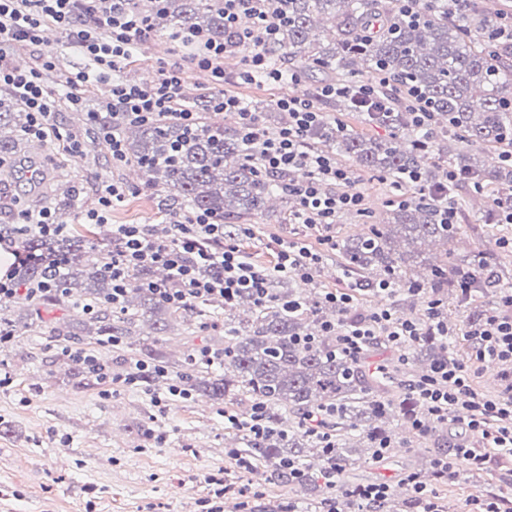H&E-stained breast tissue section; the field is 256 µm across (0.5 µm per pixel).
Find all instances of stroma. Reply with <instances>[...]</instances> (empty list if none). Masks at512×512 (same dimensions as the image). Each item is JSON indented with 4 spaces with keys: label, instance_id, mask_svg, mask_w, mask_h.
<instances>
[{
    "label": "stroma",
    "instance_id": "obj_1",
    "mask_svg": "<svg viewBox=\"0 0 512 512\" xmlns=\"http://www.w3.org/2000/svg\"><path fill=\"white\" fill-rule=\"evenodd\" d=\"M193 47L171 41L168 36L148 32L139 42L133 58L116 72L117 80L127 84H153L162 71L175 67L184 71V95L201 104L214 92L210 71L190 64ZM22 63L35 67L41 58L54 57L56 67L44 73L47 90L59 100L53 123L60 130L73 132L79 125L69 96L81 98L83 109L97 112L107 94L93 83L67 84L77 72L91 71L92 61L71 48L64 34L54 41L16 49ZM247 50L225 56V93L245 103L275 107L278 98H312L319 79L309 73L304 59L293 69L299 83L270 86L247 83L239 78L246 65ZM38 157L45 165L44 176L53 186L69 184L76 189L75 209L66 221L80 225L87 211L96 208L103 181L113 180L126 188L121 202L115 203L107 223L96 226L102 246L112 244L116 224H165L172 214L158 196L141 187L129 167H110L109 148L95 142L92 149L74 155L54 137H47ZM356 188L364 196L366 216L344 214L331 228L336 242L367 232L371 225L386 218L397 192L384 177L360 172ZM464 210L459 218L463 234L450 249L458 268H466L474 257L491 260L501 287L512 289V224L497 223L488 199L476 196L470 185L460 190ZM289 210L275 204L273 212L252 218V235L239 245L247 260L261 269L276 263V243L282 239L302 240L312 251L321 253L322 262L308 281L276 278L273 288L306 299H318L327 291L345 289L360 280L340 250L322 243L320 227L292 224ZM498 306L496 295L473 293L469 302H460L457 294L445 300V316L454 334L449 341L457 358L470 351L465 338L473 310L487 313ZM22 331L14 343L0 350V370L12 378L10 386L0 389V512H206L201 501L208 496L207 474L228 467L229 448L235 447L236 429L229 415H242L241 404L217 403L195 393L190 398H169L155 405L152 397L165 393V385H127L128 361L137 359L142 345L157 343L166 361L181 360L187 340L202 345L224 335V312L208 313L194 331L181 323H171L165 336L154 337L152 329L136 325L127 343L117 346L93 339L79 345L83 354L111 361L106 381L82 384L75 378L63 351L70 343L58 336V321L41 317L36 302L17 298L11 309ZM400 452L391 463L356 470L355 481L384 479L398 484L403 460L411 449L432 447L431 435H412L392 422ZM499 463L483 473H473L466 462L456 464L458 476L452 480L432 481L431 487L444 512H468L473 498L487 491L512 496V484L504 475L511 469ZM237 492L225 495L224 512H261L262 508L288 503L290 487L271 481L262 464L239 471Z\"/></svg>",
    "mask_w": 512,
    "mask_h": 512
}]
</instances>
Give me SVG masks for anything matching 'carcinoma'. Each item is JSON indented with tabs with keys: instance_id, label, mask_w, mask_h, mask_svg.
<instances>
[{
	"instance_id": "1",
	"label": "carcinoma",
	"mask_w": 512,
	"mask_h": 512,
	"mask_svg": "<svg viewBox=\"0 0 512 512\" xmlns=\"http://www.w3.org/2000/svg\"><path fill=\"white\" fill-rule=\"evenodd\" d=\"M282 19L279 42L269 51L273 66L296 56L327 76V83L348 86L357 72L375 77L373 85L393 104L386 112H368L350 97L329 101L338 109L363 113L367 123L389 131L384 138L367 139L325 116L311 134V142L332 154L346 156L358 169L397 177L409 170L425 182L438 180L448 169L466 172L480 183L476 192L494 198L512 188V167L503 158L512 150V41L496 38L508 19L473 3L456 14L450 0H424L415 13L404 16L401 0H277ZM134 10L145 17L153 31H173L191 26L207 38L224 41V0H148ZM433 113L432 129L416 127L412 111ZM28 112L18 111L9 91L0 96V157L12 159L20 141L27 139ZM116 133L124 144L125 163L146 174L143 187L164 193V200L189 211L207 212L216 220H238L261 215L274 195L293 202L283 186L290 174L269 176L261 168L264 140L245 137L242 126L226 131L200 115L187 125L174 119L152 123H121ZM467 143L482 142L495 148L497 169L488 171L462 153L448 155L442 143L448 137ZM459 186L448 187V200L416 191L393 206L389 219L366 233L344 241L341 250L350 266L371 274L373 281L391 278L403 292L420 286L428 295L444 299L456 287V271L441 260L411 272L419 258L418 244L429 242L444 248L461 232L459 224H443L445 206L460 209ZM32 249H52L70 258L53 286L58 291L40 297L44 305L77 298L92 312L82 319L72 339L98 336L126 342L138 321L150 322L166 332L169 320L180 319L191 327L207 310L217 306L228 311L246 304L250 316L227 331L222 342L208 348L224 355L216 364L218 374L193 360L190 347L177 363V376L189 391L203 392L215 400L242 401L265 407L268 429L261 436L241 435L247 454L260 460L275 482L295 486L312 497L316 507L335 487L325 479L336 474L342 483L362 463L388 456L393 448L387 424L405 426L425 417L423 405L406 393L389 395L394 376L388 369H367L339 354L336 337L322 331L325 321L320 301L290 313L274 290V298L258 305L248 295L230 304L219 296L187 306H173L146 283L180 284L160 276L151 266L129 275L119 309H112V273L107 259L85 231L65 239H31ZM474 287L492 293L497 280L490 263L482 260L470 269ZM20 284L44 280L42 267H27L19 273ZM12 301L0 302V336L19 335L18 325L8 314ZM452 358L451 346L429 329L404 351V360L418 375L431 372ZM334 406L336 416L322 418V425L336 431L333 446L324 447L310 434L306 419ZM289 460L298 464L303 476L293 477L285 468Z\"/></svg>"
}]
</instances>
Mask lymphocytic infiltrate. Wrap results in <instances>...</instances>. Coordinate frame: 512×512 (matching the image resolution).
<instances>
[{"label":"lymphocytic infiltrate","mask_w":512,"mask_h":512,"mask_svg":"<svg viewBox=\"0 0 512 512\" xmlns=\"http://www.w3.org/2000/svg\"><path fill=\"white\" fill-rule=\"evenodd\" d=\"M244 17L249 18V25H241ZM47 24L59 28L72 46L92 58V72L77 74L76 79L106 86L103 108L116 122L148 123L172 118L190 124L196 120L197 108L183 95L182 70L162 72L158 81L149 86L114 80V72L133 57L138 41L147 31L143 18L131 9L130 0H0V88L9 89L24 103L31 117L30 137L42 138L51 132L70 153L82 152V143L75 135L53 129L57 100L46 89L43 74L54 69V59L43 58L40 67L33 68L12 53L15 47L39 44L42 28ZM279 26L274 0H224V28L228 33L224 42L206 39L193 28L183 33L181 40L197 47L194 63L210 70L216 82L224 80L219 60L241 48L250 51L241 74L244 81L257 78L274 84L294 82L298 79L296 73L287 74L270 66L261 50L262 45L277 40ZM276 105L287 113L288 124L268 138L261 168L274 176L291 169L303 171V179L288 186L289 193L298 199L292 221L321 226L326 231L324 244L335 247L328 231L338 218L346 213L365 212L363 197L355 188L356 178L335 157L310 145L308 138L322 120L313 104L288 97L277 100ZM17 231L22 236L64 239L70 236L71 227L60 223L51 210L41 209L19 215ZM249 233L245 224L239 225L237 231H226L221 222L205 212L161 227L117 225L112 232V246L105 252L112 270L113 303H120L129 274L147 266L165 267L178 280L175 288L159 284L154 287L157 294L175 305L214 294L230 300L243 292L262 303L270 295L271 274L306 280L321 261L320 255L301 241L282 240L273 271L258 269L246 260L236 242L237 236ZM203 266L220 268L221 277H200ZM499 298L500 311L469 323L468 359H452L410 386L431 419L456 421L479 440L475 446L458 444L452 455L436 460L435 467L443 477L455 478V464L460 459L482 470L493 457L512 458V372L503 374L504 388L498 395L485 396L473 387L479 364H512V290H500ZM325 300L336 307L340 319L324 322L322 328L335 336L338 350L354 362L378 340L391 349L403 350L420 336L426 324L435 335L452 334L437 299L429 301L423 324L401 318L390 306L368 314L354 312L353 296L346 291L326 293ZM389 490L385 481L361 485L333 497L323 512H364V505L380 503Z\"/></svg>","instance_id":"f902f5d3"}]
</instances>
